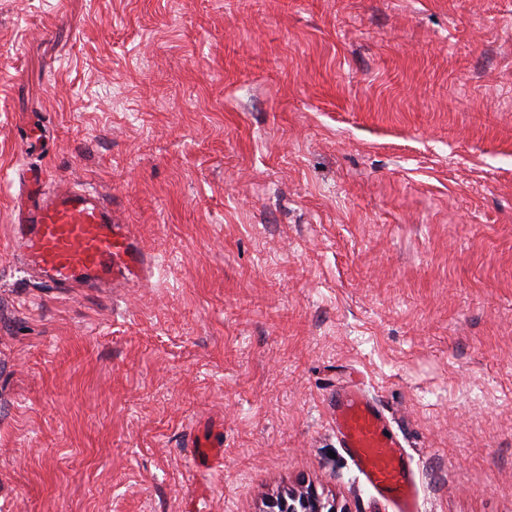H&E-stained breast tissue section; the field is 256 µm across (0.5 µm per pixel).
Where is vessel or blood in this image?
Segmentation results:
<instances>
[{
    "instance_id": "1",
    "label": "vessel or blood",
    "mask_w": 512,
    "mask_h": 512,
    "mask_svg": "<svg viewBox=\"0 0 512 512\" xmlns=\"http://www.w3.org/2000/svg\"><path fill=\"white\" fill-rule=\"evenodd\" d=\"M44 171L28 175L11 209L29 264L51 288L86 282L121 288L145 280L153 257L129 224L120 223L102 193L86 187L46 188ZM332 418L343 448L367 484L394 512H418L408 455L390 432L383 408L362 385L337 392Z\"/></svg>"
}]
</instances>
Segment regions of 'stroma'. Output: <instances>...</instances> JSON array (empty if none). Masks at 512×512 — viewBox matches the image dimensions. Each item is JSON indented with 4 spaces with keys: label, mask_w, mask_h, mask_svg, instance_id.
Here are the masks:
<instances>
[{
    "label": "stroma",
    "mask_w": 512,
    "mask_h": 512,
    "mask_svg": "<svg viewBox=\"0 0 512 512\" xmlns=\"http://www.w3.org/2000/svg\"><path fill=\"white\" fill-rule=\"evenodd\" d=\"M30 167L148 282L43 287ZM356 377L420 512H512V0H0V512H392ZM332 418L342 448L373 491L395 512H417L419 492L408 455L383 408L362 385L336 392ZM328 505L312 488H301L270 499L264 512H338L335 503Z\"/></svg>",
    "instance_id": "1"
}]
</instances>
